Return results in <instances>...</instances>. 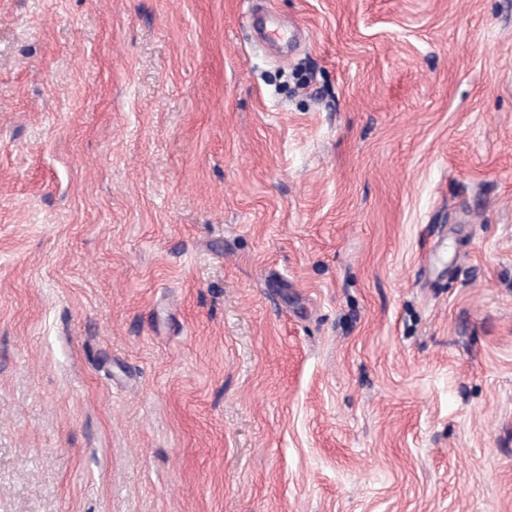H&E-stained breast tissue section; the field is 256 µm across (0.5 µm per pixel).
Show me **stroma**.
Here are the masks:
<instances>
[{
  "mask_svg": "<svg viewBox=\"0 0 512 512\" xmlns=\"http://www.w3.org/2000/svg\"><path fill=\"white\" fill-rule=\"evenodd\" d=\"M0 512H512V0H0Z\"/></svg>",
  "mask_w": 512,
  "mask_h": 512,
  "instance_id": "stroma-1",
  "label": "stroma"
}]
</instances>
